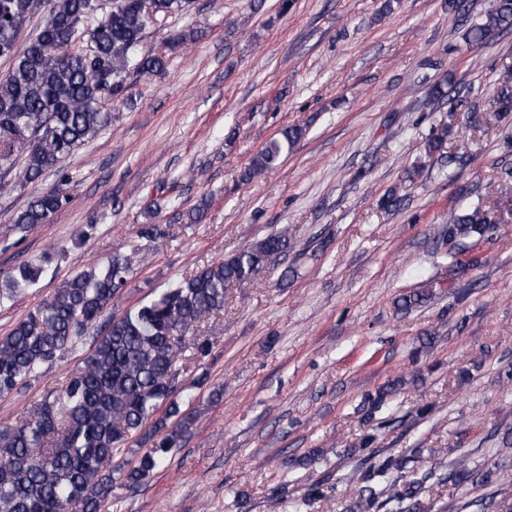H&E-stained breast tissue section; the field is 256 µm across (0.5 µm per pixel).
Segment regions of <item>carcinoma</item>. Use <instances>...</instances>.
<instances>
[{"label": "carcinoma", "instance_id": "obj_1", "mask_svg": "<svg viewBox=\"0 0 512 512\" xmlns=\"http://www.w3.org/2000/svg\"><path fill=\"white\" fill-rule=\"evenodd\" d=\"M192 0H112L109 13L95 25L97 0H0V58L10 61L0 75V190H22L46 169L64 162L106 129L112 113L105 99H125L129 80L166 68L163 56L142 50L144 33L159 15L182 14ZM45 16L23 51L17 40L23 25L39 8ZM84 27L88 49H72V37ZM512 28V0H493L483 23L472 26L471 44L488 41ZM493 111L512 114V67L503 69ZM451 103L441 84L433 86L430 106ZM289 127L269 140L242 174L252 180L276 167L302 138ZM448 126L428 139L427 156L444 152ZM23 165L19 181L9 179ZM61 184L35 194L13 218L8 235L26 236L69 202ZM512 218V209L477 203L448 220V242L480 239L495 224ZM294 248L284 227L227 258L183 276L134 310L117 317L109 306L125 288L130 258L115 251L100 267L76 273L54 295L28 313L0 338V396L11 394L37 377L42 367L64 351H76L92 335L83 366L58 390H50L9 434L0 439V512H99L112 492V461L127 439L142 432L161 405L138 465L126 475L137 484L164 464L177 447L190 417L176 395L177 364L184 354L200 360L210 342L186 336L194 327L224 310L227 288L250 286L271 263ZM50 258L31 260L7 274L0 301L34 287ZM422 471L407 481V469ZM435 478L448 495L465 494L468 485L491 486L493 470L469 466L464 456L432 461L414 448L389 455L348 480L359 485L357 512H421L424 483ZM471 512H512V498L492 495L466 501Z\"/></svg>", "mask_w": 512, "mask_h": 512}]
</instances>
